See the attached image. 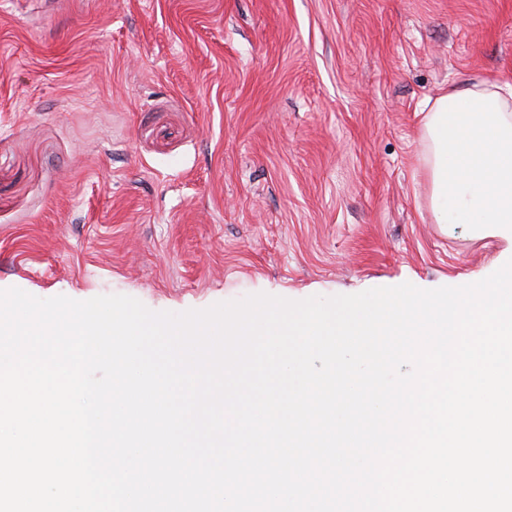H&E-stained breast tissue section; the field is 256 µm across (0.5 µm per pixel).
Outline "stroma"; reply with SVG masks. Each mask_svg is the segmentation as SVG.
<instances>
[{
    "label": "stroma",
    "mask_w": 512,
    "mask_h": 512,
    "mask_svg": "<svg viewBox=\"0 0 512 512\" xmlns=\"http://www.w3.org/2000/svg\"><path fill=\"white\" fill-rule=\"evenodd\" d=\"M512 84V0H0V290L184 312L492 274L423 111Z\"/></svg>",
    "instance_id": "obj_1"
}]
</instances>
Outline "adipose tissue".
<instances>
[{
    "label": "adipose tissue",
    "mask_w": 512,
    "mask_h": 512,
    "mask_svg": "<svg viewBox=\"0 0 512 512\" xmlns=\"http://www.w3.org/2000/svg\"><path fill=\"white\" fill-rule=\"evenodd\" d=\"M422 135L436 222L512 238V85L448 90L430 107Z\"/></svg>",
    "instance_id": "ef3b65f1"
}]
</instances>
